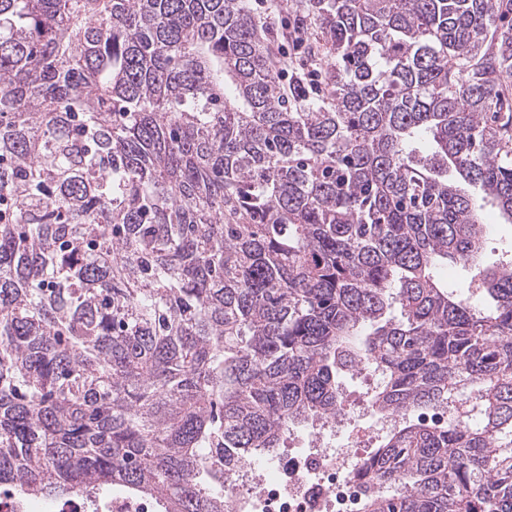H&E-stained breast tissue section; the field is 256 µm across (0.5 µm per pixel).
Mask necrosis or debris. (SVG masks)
<instances>
[{
	"label": "necrosis or debris",
	"instance_id": "1",
	"mask_svg": "<svg viewBox=\"0 0 512 512\" xmlns=\"http://www.w3.org/2000/svg\"><path fill=\"white\" fill-rule=\"evenodd\" d=\"M397 416L377 418L370 393L346 392L334 416L302 428L288 454L263 462L248 458L224 475L225 512H361L366 479L361 469L378 435ZM147 495L120 496L103 503L0 494V512H157Z\"/></svg>",
	"mask_w": 512,
	"mask_h": 512
}]
</instances>
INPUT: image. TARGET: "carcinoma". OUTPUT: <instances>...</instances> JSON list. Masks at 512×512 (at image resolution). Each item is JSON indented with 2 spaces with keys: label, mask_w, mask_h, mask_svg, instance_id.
<instances>
[{
  "label": "carcinoma",
  "mask_w": 512,
  "mask_h": 512,
  "mask_svg": "<svg viewBox=\"0 0 512 512\" xmlns=\"http://www.w3.org/2000/svg\"><path fill=\"white\" fill-rule=\"evenodd\" d=\"M289 15L0 0V487L224 512L367 367L362 512H512V265L438 275L512 220V0Z\"/></svg>",
  "instance_id": "cac0c4a2"
}]
</instances>
